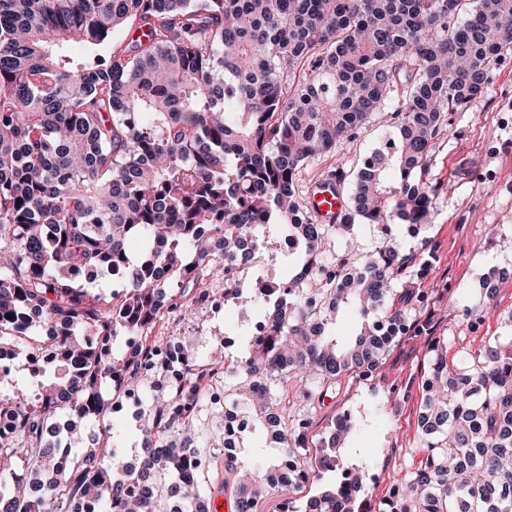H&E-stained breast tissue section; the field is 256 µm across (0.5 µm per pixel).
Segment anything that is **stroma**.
I'll return each instance as SVG.
<instances>
[{"instance_id": "35a3bbf8", "label": "stroma", "mask_w": 512, "mask_h": 512, "mask_svg": "<svg viewBox=\"0 0 512 512\" xmlns=\"http://www.w3.org/2000/svg\"><path fill=\"white\" fill-rule=\"evenodd\" d=\"M398 137V128L385 129L370 120L352 139L303 166L298 199H305L316 180L340 167L347 181H354L364 160ZM429 177L437 192L429 221L419 230L358 219L350 227L328 229L320 250L329 267L339 256L372 252L389 240L406 255L429 252V271L401 275L385 298L392 308L401 307L404 299L413 300L410 330L382 357L371 380L344 375L308 401L296 398L292 384L270 383L274 400L288 415L307 420L312 447H319L335 420L348 417L356 422V430L345 440V463L376 475L367 486L362 512H391L398 481L421 460L425 440L418 419L430 339L447 340L453 355L459 348L474 350L489 337L512 333V255L503 246L504 240H512V60L493 69L483 96L449 113ZM489 277L496 291L485 300L481 285ZM474 304L480 307L477 325L465 315ZM158 333L182 340L199 365L215 352L231 358L243 353L241 346L225 347L224 312L209 303L166 310ZM192 429L191 447L211 459L202 479L209 500L224 487L223 407L202 398Z\"/></svg>"}]
</instances>
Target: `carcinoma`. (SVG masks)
<instances>
[{"label": "carcinoma", "instance_id": "obj_1", "mask_svg": "<svg viewBox=\"0 0 512 512\" xmlns=\"http://www.w3.org/2000/svg\"><path fill=\"white\" fill-rule=\"evenodd\" d=\"M73 44L83 47L77 57ZM512 59V0H0V347L50 324L52 368L29 389L0 397L14 430L0 433V512H73L86 498L101 512H205L199 478L208 458L170 438L196 416L204 381L222 371L238 401L270 435L235 477L237 512H263L275 488L266 473L293 459L301 490L312 476L309 424L270 400L267 379L294 380L297 395L341 375L370 376L408 329L407 311L380 312L389 286L412 264L388 244L342 256L283 296L261 293L269 339L233 361L194 368L163 359L153 331L169 299H210L207 284L242 306L254 299L239 274L267 239L287 234L299 267L316 256L327 225L297 200L301 166L352 138L386 112L400 139L367 158L342 218L368 224L426 223L434 187L428 160L448 113L483 95L495 64ZM214 225L224 251L199 226ZM97 272L95 281L84 271ZM121 284L118 292L99 285ZM358 332L337 338L338 313ZM127 329L138 354L91 349L83 337ZM419 425L424 459L409 471L399 512H512V335L479 348L427 349ZM174 371L155 386L136 424L140 465L128 473L112 401L92 387L122 374ZM99 424L103 439L82 423ZM354 425L334 424L322 471L342 479L307 499L303 512H359L366 492L341 455ZM82 449L61 470L56 449ZM26 478L14 479L17 469ZM142 485L126 490L129 476Z\"/></svg>", "mask_w": 512, "mask_h": 512}]
</instances>
